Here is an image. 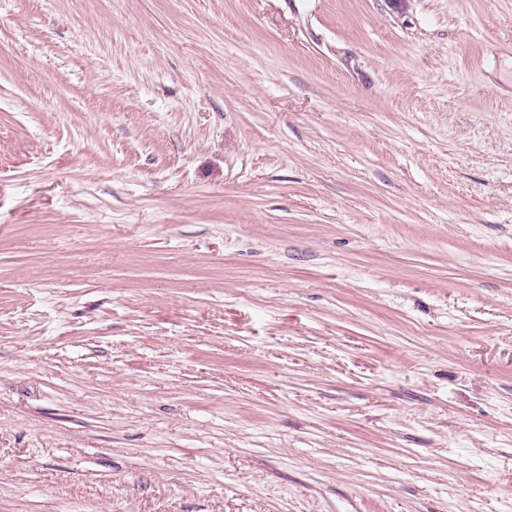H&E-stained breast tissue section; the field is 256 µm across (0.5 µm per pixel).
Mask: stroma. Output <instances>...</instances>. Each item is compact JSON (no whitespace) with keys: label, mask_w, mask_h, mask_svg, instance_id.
Returning <instances> with one entry per match:
<instances>
[{"label":"stroma","mask_w":512,"mask_h":512,"mask_svg":"<svg viewBox=\"0 0 512 512\" xmlns=\"http://www.w3.org/2000/svg\"><path fill=\"white\" fill-rule=\"evenodd\" d=\"M0 512H512V0H0Z\"/></svg>","instance_id":"obj_1"}]
</instances>
